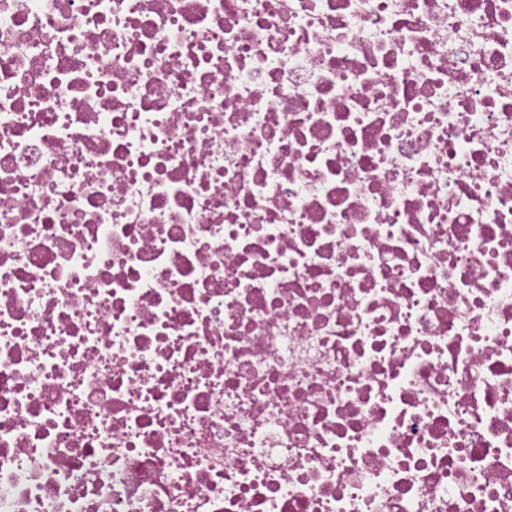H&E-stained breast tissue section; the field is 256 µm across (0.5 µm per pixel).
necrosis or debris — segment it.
<instances>
[{"mask_svg": "<svg viewBox=\"0 0 512 512\" xmlns=\"http://www.w3.org/2000/svg\"><path fill=\"white\" fill-rule=\"evenodd\" d=\"M0 512H512V0H0Z\"/></svg>", "mask_w": 512, "mask_h": 512, "instance_id": "1", "label": "necrosis or debris"}]
</instances>
